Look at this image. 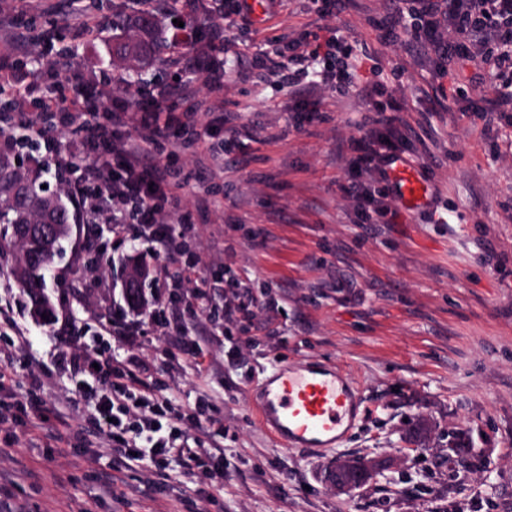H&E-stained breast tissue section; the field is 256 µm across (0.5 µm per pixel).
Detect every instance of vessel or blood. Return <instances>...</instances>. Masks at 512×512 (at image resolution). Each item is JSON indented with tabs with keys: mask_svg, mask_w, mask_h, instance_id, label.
Listing matches in <instances>:
<instances>
[{
	"mask_svg": "<svg viewBox=\"0 0 512 512\" xmlns=\"http://www.w3.org/2000/svg\"><path fill=\"white\" fill-rule=\"evenodd\" d=\"M388 173L405 207L417 209L427 203V184L403 163L391 165ZM249 399L257 420L280 447L323 452L338 447L355 424L360 390L341 366L276 361Z\"/></svg>",
	"mask_w": 512,
	"mask_h": 512,
	"instance_id": "vessel-or-blood-1",
	"label": "vessel or blood"
}]
</instances>
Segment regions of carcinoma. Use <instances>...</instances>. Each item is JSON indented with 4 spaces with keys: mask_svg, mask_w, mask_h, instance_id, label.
Segmentation results:
<instances>
[{
    "mask_svg": "<svg viewBox=\"0 0 512 512\" xmlns=\"http://www.w3.org/2000/svg\"><path fill=\"white\" fill-rule=\"evenodd\" d=\"M133 35L115 48L122 62H140L151 50L163 45L152 22L140 17L132 26ZM73 216L58 196L42 194L39 176L24 172L12 154L0 151V237H10L14 250L6 256L12 275L28 295L33 313L52 322L54 305L45 293L44 271L60 251L61 241L70 230ZM48 223L62 225L52 238L43 232Z\"/></svg>",
    "mask_w": 512,
    "mask_h": 512,
    "instance_id": "cac0c4a2",
    "label": "carcinoma"
}]
</instances>
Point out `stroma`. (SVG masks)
Returning a JSON list of instances; mask_svg holds the SVG:
<instances>
[{"mask_svg": "<svg viewBox=\"0 0 512 512\" xmlns=\"http://www.w3.org/2000/svg\"><path fill=\"white\" fill-rule=\"evenodd\" d=\"M77 6L107 28L84 47L67 26ZM145 10L143 0H27L10 15L21 61L41 59V91L65 99L107 76L91 108L154 98L195 113L218 146L226 133L208 123L210 108L221 106L237 114L241 134L223 165L208 169L190 141L175 155L165 143L146 147L186 180L173 207L192 226L181 255L168 258L139 239L137 225L112 227L71 202L76 221L45 272L56 307L50 325L32 315L9 265L0 266V363L15 371L16 397L48 410L75 400L61 441L0 425L8 450L0 472L9 477L0 512H512V114L487 136L482 113L469 109L493 87L466 80L463 94L439 90L434 62L408 36L391 34L394 0H353L333 17L318 0H283L266 20L232 24L223 88L188 100L179 51L163 48L132 71L114 54L123 33L113 18ZM324 25L347 36L360 79L380 84L405 163L431 189L429 205L401 210L397 223H363L345 191L348 161L369 127L360 90L318 91L320 112L309 120L297 93L276 91L275 76L250 74L258 52ZM67 47L68 72L51 75ZM47 133L59 144L60 169L43 180L53 189L76 182L93 162L84 132L51 125ZM137 259L150 268L148 299L161 291L185 302L198 286L223 303L214 285L220 262L259 305L233 322L206 312L183 317L178 332L149 324L134 343L113 341L101 327L132 319L121 288ZM189 261L197 282L178 283ZM189 342L198 355L185 353ZM80 348L155 365L184 427L223 446V483L208 487L203 470L188 480L176 459L162 474L129 465L107 439H93L99 386L77 387L69 356ZM271 360L337 363L354 374L362 405L340 447L287 450L260 426L246 391ZM452 452L466 465L449 469ZM340 457L379 470L339 491L328 472Z\"/></svg>", "mask_w": 512, "mask_h": 512, "instance_id": "stroma-1", "label": "stroma"}]
</instances>
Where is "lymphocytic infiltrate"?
Wrapping results in <instances>:
<instances>
[{"instance_id": "f902f5d3", "label": "lymphocytic infiltrate", "mask_w": 512, "mask_h": 512, "mask_svg": "<svg viewBox=\"0 0 512 512\" xmlns=\"http://www.w3.org/2000/svg\"><path fill=\"white\" fill-rule=\"evenodd\" d=\"M190 11L191 26L174 27L172 40L183 43L195 28H207L208 40L194 44L192 52L183 54L180 64L189 74L206 73L208 86L224 82V71L214 55L224 49V27L212 15L193 13L195 0H182ZM393 22L394 29L415 30V42L423 44L436 60L435 78L459 81L465 67L475 65L498 78L495 95L486 99L483 112H500L512 108V0H400ZM314 47L300 53L293 41L282 42L280 52L287 55L291 71L282 76V84L294 87L301 76L311 75L328 82L324 62L337 53L348 52L346 37L339 29L322 27L314 34ZM0 100L10 101L28 113L27 126L40 139L47 158L58 155V143L43 125L46 118L62 115L65 123L79 124L88 141L105 146L104 155L85 166L81 178L73 185L85 205L103 216L106 223L140 226L146 241L160 245L167 254L181 253L186 236L185 220H171L165 203L176 201L184 188L168 165L149 155L147 144L173 142L180 132L195 123L191 112H178L158 101H140L136 108L113 106L100 113L88 109L89 95L62 100L47 95L30 101V86L25 72L18 69L13 50L0 49ZM378 85H369L365 94L372 111L371 128L364 140L361 156L353 159V178L346 188L361 212L364 223L394 224L399 213L386 197L375 195L369 179L380 166L400 159L402 151L394 138L393 118L387 115L377 98ZM135 127L136 136L124 130ZM71 360L77 374L93 378L101 386L95 404L94 427L111 441L126 460L162 468L171 456L180 459L186 476H195L205 461H212L209 477L213 482L224 478V450L205 446L201 439L184 429L170 426L167 415L171 400L140 377L136 362L113 365L110 360L86 351L73 352Z\"/></svg>"}]
</instances>
